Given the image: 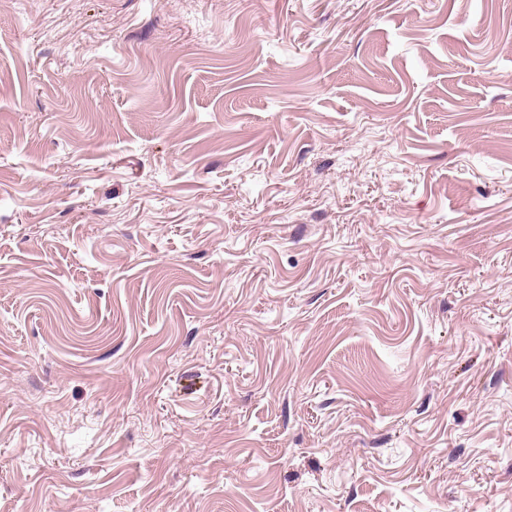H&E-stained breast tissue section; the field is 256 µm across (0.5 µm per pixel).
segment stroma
<instances>
[{
    "mask_svg": "<svg viewBox=\"0 0 512 512\" xmlns=\"http://www.w3.org/2000/svg\"><path fill=\"white\" fill-rule=\"evenodd\" d=\"M0 512H512V0H0Z\"/></svg>",
    "mask_w": 512,
    "mask_h": 512,
    "instance_id": "1",
    "label": "stroma"
}]
</instances>
